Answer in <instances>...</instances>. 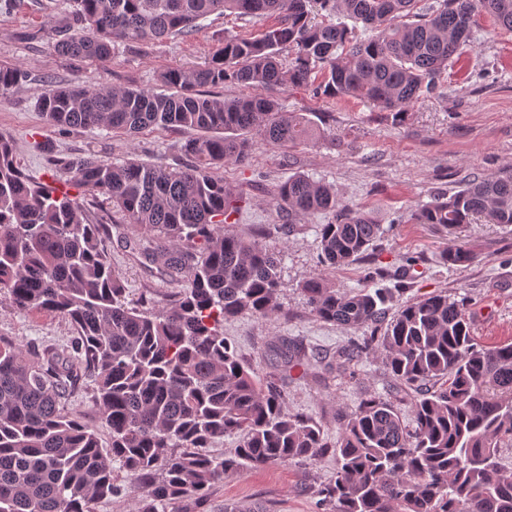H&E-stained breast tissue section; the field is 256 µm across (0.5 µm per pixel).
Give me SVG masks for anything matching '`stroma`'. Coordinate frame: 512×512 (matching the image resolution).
<instances>
[{
	"label": "stroma",
	"instance_id": "1",
	"mask_svg": "<svg viewBox=\"0 0 512 512\" xmlns=\"http://www.w3.org/2000/svg\"><path fill=\"white\" fill-rule=\"evenodd\" d=\"M47 2L0 0V64L21 66L29 74L26 82L0 95V134L12 140L17 164L32 179L104 215L111 227L112 264L131 297L164 305L179 282L144 271L132 258L129 241L135 232L121 214L50 160L88 154L118 162L133 157L182 170L193 163L184 149L192 130L154 129L131 137L90 128L60 133L46 125L38 100L53 84L158 90L156 78L163 69L203 64L225 36L257 37L269 21L214 14L186 37L117 44L111 62L101 65L54 52L56 30L48 22ZM270 94L282 111L311 118L317 135L312 142L288 147L255 139L248 162H229L218 171L237 206L225 232L258 239L277 254L283 283L275 316L225 320L224 336L258 379L282 385L291 413L314 418L332 442L343 416L363 399L378 394L395 400L400 388L373 352L335 369L337 351L361 332L316 317L301 291L307 279L321 275L336 288L350 290L360 287L368 268L375 266L387 271L383 285L394 291L388 313L406 301L445 292L465 302L478 344L512 343V225L481 219L468 225L454 241L479 260L459 268L441 258L454 241L410 218L435 197L452 195L473 179L512 170V33L481 16L472 43L449 60L434 93L399 117L356 98L319 96L308 87L274 88ZM297 173L331 185L341 202L374 214L382 233L373 262L333 271L320 264L319 229L328 215L294 216L276 203L279 187ZM409 257L414 260L410 266L405 263ZM69 334V324L60 317L0 305V335L19 344H62ZM287 337L323 352L326 366L280 367L271 351ZM335 472L334 457L321 456L228 476L213 489L209 512H223L225 503L241 501L261 503L269 512H317V491Z\"/></svg>",
	"mask_w": 512,
	"mask_h": 512
}]
</instances>
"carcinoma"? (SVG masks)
Segmentation results:
<instances>
[{"label":"carcinoma","mask_w":512,"mask_h":512,"mask_svg":"<svg viewBox=\"0 0 512 512\" xmlns=\"http://www.w3.org/2000/svg\"><path fill=\"white\" fill-rule=\"evenodd\" d=\"M419 2L62 0L55 51L98 63L110 61L119 42L182 36L215 13L275 23L253 39L225 36L203 66L161 71L168 94L70 84L39 99L46 124L62 132H200L184 144L195 159L184 170L91 154L54 160L132 227L153 234V245L141 249L144 268L183 282L162 308L128 299L104 219L27 176L0 135V294L14 310L53 313L73 328L64 344L24 347L0 336V512H93V504L121 494L117 466L132 480L134 512H167L180 500L186 512H206L214 487L231 474L326 453L336 474L318 491L320 512H512V343H476L463 302L446 292L417 299L382 335L337 352L350 363L378 350L409 397L412 424L393 401L370 395L345 415L333 445L313 418L290 413L280 385L258 380L224 338L228 319L276 314L282 281L280 258L224 232L233 193L216 170L246 162L255 135L286 146L313 133L310 119L280 111L265 91L310 85L318 95L400 114L433 92L479 16L512 32V0ZM316 9L343 11L376 34L358 40L343 23L314 21ZM27 78L21 67L0 64V94ZM226 83L244 94L228 100L203 91ZM278 199L290 215H332L319 230L321 263L331 270L360 260L380 238L370 213L304 174L290 177ZM479 217L512 224L511 172L475 180L412 214L451 236ZM476 258L458 245L443 254L455 267ZM302 291L319 319L356 329L377 326L391 294L367 284L338 291L322 276ZM276 355L286 364L322 365L288 339ZM82 388L102 411L107 450L68 409ZM234 434L240 443L232 452L207 451Z\"/></svg>","instance_id":"obj_1"}]
</instances>
